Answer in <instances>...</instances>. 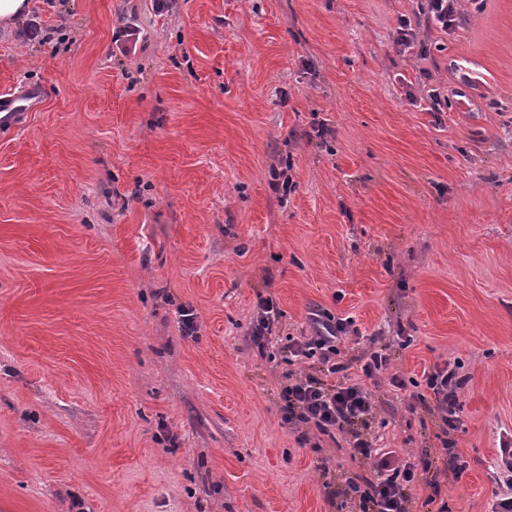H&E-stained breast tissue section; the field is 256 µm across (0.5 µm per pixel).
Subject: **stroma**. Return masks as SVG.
Segmentation results:
<instances>
[{"mask_svg": "<svg viewBox=\"0 0 512 512\" xmlns=\"http://www.w3.org/2000/svg\"><path fill=\"white\" fill-rule=\"evenodd\" d=\"M459 3L408 49L417 0H31L43 44L0 23V94L29 104L0 135V512H351L327 496L362 471L345 435L282 420V348L318 314L351 320L343 358L387 347L370 433L402 459L444 457L442 423L391 376L459 364L468 468L440 499L488 512L512 432V0ZM255 321L248 331V339L257 346L260 356H265V349L270 338L278 328L279 312L269 297H259Z\"/></svg>", "mask_w": 512, "mask_h": 512, "instance_id": "35a3bbf8", "label": "stroma"}]
</instances>
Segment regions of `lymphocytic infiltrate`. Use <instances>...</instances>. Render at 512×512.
Masks as SVG:
<instances>
[{
    "instance_id": "obj_1",
    "label": "lymphocytic infiltrate",
    "mask_w": 512,
    "mask_h": 512,
    "mask_svg": "<svg viewBox=\"0 0 512 512\" xmlns=\"http://www.w3.org/2000/svg\"><path fill=\"white\" fill-rule=\"evenodd\" d=\"M347 320L327 319L317 335L303 339H289L287 363L317 361L322 375L285 372L286 383L281 391L284 423L309 425L320 434L332 435L339 431L349 437L352 459L367 463L369 475L348 479L345 496L356 499L359 512H409V487L424 479L430 489L427 503H435L440 496V471L447 470L454 478H461L466 466L457 455L446 461L425 454L418 461L399 460L394 452L376 448L368 429L374 417L375 401L372 393L358 384L344 380L348 363L340 361L338 345L348 331ZM458 364L444 363L424 372V391L414 393L419 403H432L448 429L460 424V403L457 391L463 381L458 377ZM336 376L335 385L324 382V375Z\"/></svg>"
}]
</instances>
